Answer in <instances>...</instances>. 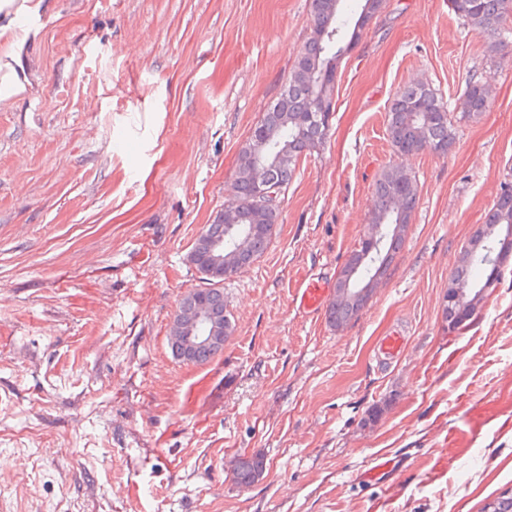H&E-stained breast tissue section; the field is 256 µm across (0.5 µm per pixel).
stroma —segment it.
I'll return each instance as SVG.
<instances>
[{
    "instance_id": "1",
    "label": "stroma",
    "mask_w": 512,
    "mask_h": 512,
    "mask_svg": "<svg viewBox=\"0 0 512 512\" xmlns=\"http://www.w3.org/2000/svg\"><path fill=\"white\" fill-rule=\"evenodd\" d=\"M12 3L28 9L0 36V69L25 40L24 89L0 102V512H479L512 488V257L465 329L443 313L512 180V32L493 54L448 0H386L268 249L224 282L223 354L196 365L168 346L200 285L187 255L303 47L309 0ZM473 77L494 95L467 119ZM414 81L448 106L447 154L388 142ZM398 163L419 187L404 246L330 327L293 284L335 282ZM396 331L390 362L378 346ZM255 453L263 478L236 485ZM265 467V459L262 454L244 455L236 460L233 468V478L239 485L250 486L259 481Z\"/></svg>"
}]
</instances>
